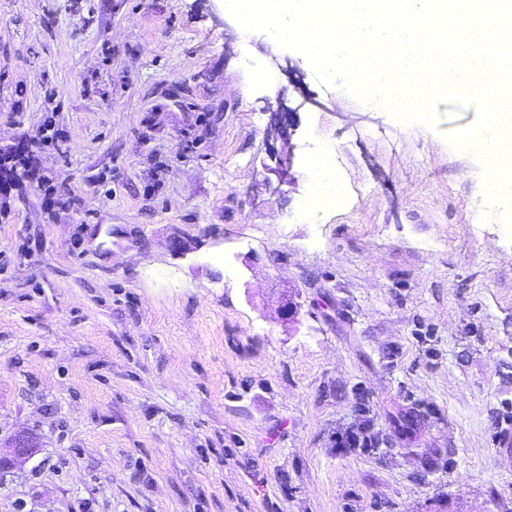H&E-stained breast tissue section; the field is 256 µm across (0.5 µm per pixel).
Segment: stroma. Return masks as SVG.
Masks as SVG:
<instances>
[{
  "instance_id": "stroma-1",
  "label": "stroma",
  "mask_w": 512,
  "mask_h": 512,
  "mask_svg": "<svg viewBox=\"0 0 512 512\" xmlns=\"http://www.w3.org/2000/svg\"><path fill=\"white\" fill-rule=\"evenodd\" d=\"M279 96L294 184L257 198ZM475 116L400 123L223 0H0V442L41 443L0 512H512V235L445 139ZM312 169L310 188L313 202L319 204L322 200L339 193L340 187L336 180L335 168L331 167L323 156L312 160Z\"/></svg>"
}]
</instances>
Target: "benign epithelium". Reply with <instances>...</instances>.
<instances>
[{"label": "benign epithelium", "instance_id": "7a95c632", "mask_svg": "<svg viewBox=\"0 0 512 512\" xmlns=\"http://www.w3.org/2000/svg\"><path fill=\"white\" fill-rule=\"evenodd\" d=\"M271 112V122L268 135L276 136L280 146L270 151L271 164L265 166L264 177L255 184L256 196H276L285 193V188L294 184L292 175L294 144L292 135L295 131V116L300 106H288L281 97H276V103H267ZM38 452L34 438L20 432L7 443L6 448H0V470L13 467L16 462L29 460Z\"/></svg>", "mask_w": 512, "mask_h": 512}]
</instances>
